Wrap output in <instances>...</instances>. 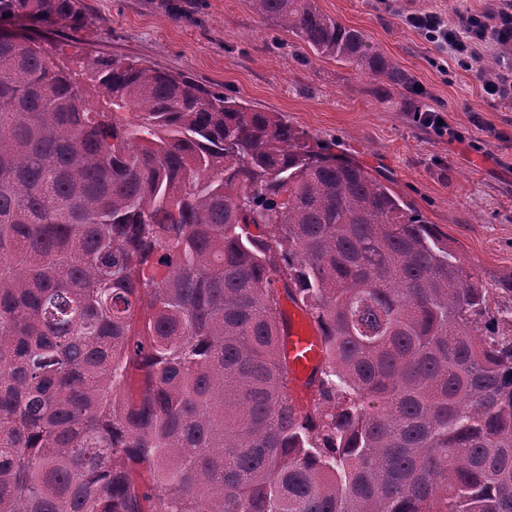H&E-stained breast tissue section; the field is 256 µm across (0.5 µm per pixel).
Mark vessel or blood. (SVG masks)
<instances>
[{"instance_id": "vessel-or-blood-1", "label": "vessel or blood", "mask_w": 512, "mask_h": 512, "mask_svg": "<svg viewBox=\"0 0 512 512\" xmlns=\"http://www.w3.org/2000/svg\"><path fill=\"white\" fill-rule=\"evenodd\" d=\"M288 324V337L284 350L293 372L294 384L291 395L297 404H305L308 398L307 382L319 370L324 361L321 338L310 317L296 305H289L284 312Z\"/></svg>"}]
</instances>
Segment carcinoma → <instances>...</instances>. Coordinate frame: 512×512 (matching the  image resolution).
<instances>
[{"label":"carcinoma","instance_id":"carcinoma-1","mask_svg":"<svg viewBox=\"0 0 512 512\" xmlns=\"http://www.w3.org/2000/svg\"><path fill=\"white\" fill-rule=\"evenodd\" d=\"M245 5L379 99L408 87L316 0ZM21 15L85 27L77 0H0V512H512V270L489 287L274 113L75 70ZM284 299L324 344L301 409Z\"/></svg>","mask_w":512,"mask_h":512}]
</instances>
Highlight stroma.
<instances>
[{
	"mask_svg": "<svg viewBox=\"0 0 512 512\" xmlns=\"http://www.w3.org/2000/svg\"><path fill=\"white\" fill-rule=\"evenodd\" d=\"M336 21L363 30L423 91L465 142L416 123L400 94L383 102L376 84L301 48L243 0H80L86 27L50 25L56 41L80 38L85 54L139 58L272 112L311 143L359 162L455 240L468 271L485 283L512 271V102L481 97L476 72L441 69L434 46L405 26L404 13L430 10L457 23L486 0H318ZM501 132L484 140L472 114Z\"/></svg>",
	"mask_w": 512,
	"mask_h": 512,
	"instance_id": "35a3bbf8",
	"label": "stroma"
}]
</instances>
